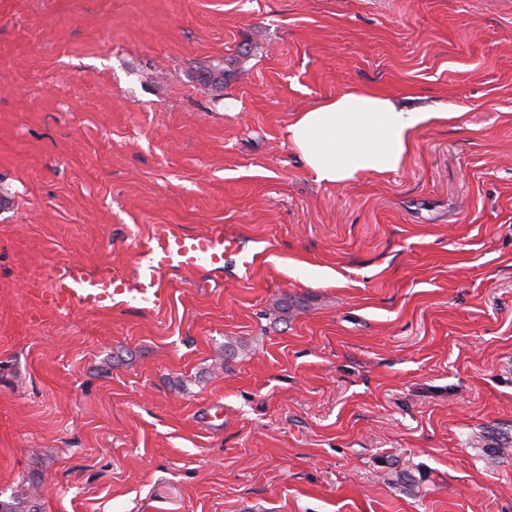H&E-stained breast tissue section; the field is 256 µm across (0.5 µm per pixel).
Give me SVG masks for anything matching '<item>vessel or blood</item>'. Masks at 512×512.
<instances>
[{"label":"vessel or blood","mask_w":512,"mask_h":512,"mask_svg":"<svg viewBox=\"0 0 512 512\" xmlns=\"http://www.w3.org/2000/svg\"><path fill=\"white\" fill-rule=\"evenodd\" d=\"M224 249L223 229L191 234L184 225L168 224L160 234L140 245V273L136 280H129L123 272L109 266L90 272L84 265L71 262L51 278L48 301L57 308L100 311L111 307L114 296L127 293L134 302L159 308L167 300L162 286L164 274L171 270L190 272L204 264H221Z\"/></svg>","instance_id":"obj_1"}]
</instances>
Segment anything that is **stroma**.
Masks as SVG:
<instances>
[{"instance_id": "35a3bbf8", "label": "stroma", "mask_w": 512, "mask_h": 512, "mask_svg": "<svg viewBox=\"0 0 512 512\" xmlns=\"http://www.w3.org/2000/svg\"><path fill=\"white\" fill-rule=\"evenodd\" d=\"M224 62V90L202 73ZM455 116L320 185L293 112ZM224 262L57 310L164 225ZM221 405V419L210 408ZM512 0H0V495L41 512H512ZM41 508L37 503V497L18 493L10 496L9 500L0 498V512H40Z\"/></svg>"}]
</instances>
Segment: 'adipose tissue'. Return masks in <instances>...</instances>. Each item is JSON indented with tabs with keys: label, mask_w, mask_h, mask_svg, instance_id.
Returning a JSON list of instances; mask_svg holds the SVG:
<instances>
[{
	"label": "adipose tissue",
	"mask_w": 512,
	"mask_h": 512,
	"mask_svg": "<svg viewBox=\"0 0 512 512\" xmlns=\"http://www.w3.org/2000/svg\"><path fill=\"white\" fill-rule=\"evenodd\" d=\"M448 108L412 112L384 91L356 86L294 112L288 140L321 185L397 172L419 132L451 119Z\"/></svg>",
	"instance_id": "ef3b65f1"
}]
</instances>
